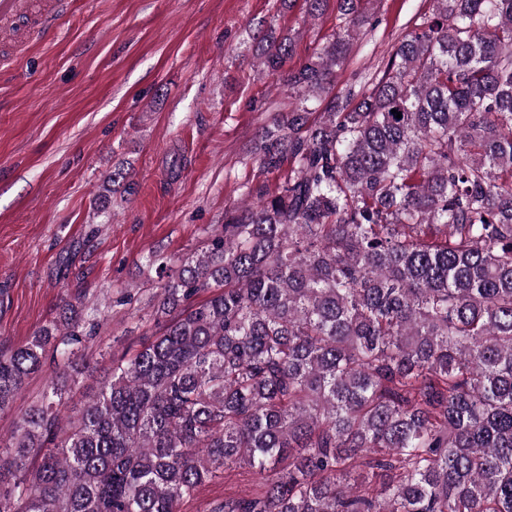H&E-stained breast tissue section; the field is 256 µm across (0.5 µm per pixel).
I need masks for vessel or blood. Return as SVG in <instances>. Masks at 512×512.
Instances as JSON below:
<instances>
[{
	"label": "vessel or blood",
	"mask_w": 512,
	"mask_h": 512,
	"mask_svg": "<svg viewBox=\"0 0 512 512\" xmlns=\"http://www.w3.org/2000/svg\"><path fill=\"white\" fill-rule=\"evenodd\" d=\"M70 0H0V64L24 49L33 37L54 33Z\"/></svg>",
	"instance_id": "vessel-or-blood-1"
}]
</instances>
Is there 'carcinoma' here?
<instances>
[{
	"mask_svg": "<svg viewBox=\"0 0 512 512\" xmlns=\"http://www.w3.org/2000/svg\"><path fill=\"white\" fill-rule=\"evenodd\" d=\"M365 2L296 69L260 32L295 103L255 137L257 204L145 256L158 330L78 415L57 405L98 305L0 349V411L54 364L0 512H179L233 468L262 488L205 512H512V0H431L335 93Z\"/></svg>",
	"mask_w": 512,
	"mask_h": 512,
	"instance_id": "cac0c4a2",
	"label": "carcinoma"
}]
</instances>
